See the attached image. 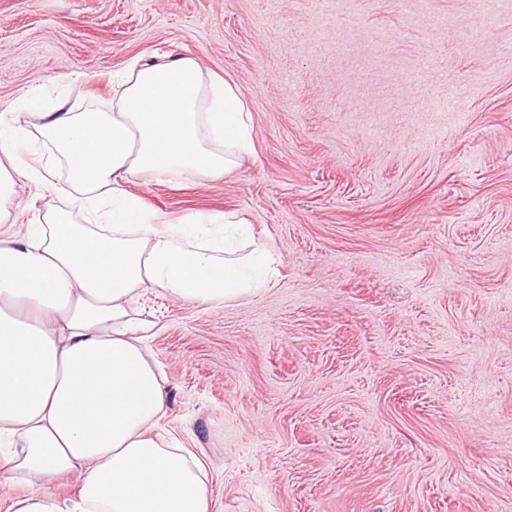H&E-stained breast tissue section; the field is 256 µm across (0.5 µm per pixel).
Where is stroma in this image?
Masks as SVG:
<instances>
[{
	"label": "stroma",
	"instance_id": "obj_1",
	"mask_svg": "<svg viewBox=\"0 0 512 512\" xmlns=\"http://www.w3.org/2000/svg\"><path fill=\"white\" fill-rule=\"evenodd\" d=\"M184 53L253 151L127 188L236 215L278 269L133 303L210 512H512V0H0V113Z\"/></svg>",
	"mask_w": 512,
	"mask_h": 512
}]
</instances>
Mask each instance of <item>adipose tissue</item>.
Listing matches in <instances>:
<instances>
[{
    "instance_id": "ef3b65f1",
    "label": "adipose tissue",
    "mask_w": 512,
    "mask_h": 512,
    "mask_svg": "<svg viewBox=\"0 0 512 512\" xmlns=\"http://www.w3.org/2000/svg\"><path fill=\"white\" fill-rule=\"evenodd\" d=\"M250 146L245 102L190 56L131 64L108 112L59 98L0 113V474L81 477L76 498L25 495L12 512H209L206 463L158 430L167 389L131 304L147 288L249 298L276 269L263 248L237 251L243 224L159 223L125 183L217 178ZM22 181L60 202L18 225Z\"/></svg>"
}]
</instances>
